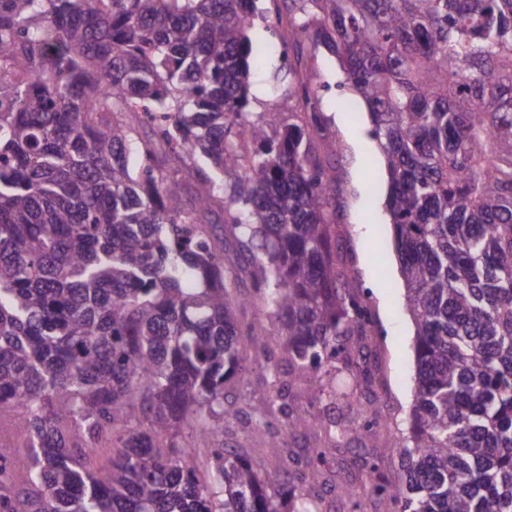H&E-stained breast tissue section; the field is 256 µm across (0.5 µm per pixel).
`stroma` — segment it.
Listing matches in <instances>:
<instances>
[{"label": "stroma", "mask_w": 512, "mask_h": 512, "mask_svg": "<svg viewBox=\"0 0 512 512\" xmlns=\"http://www.w3.org/2000/svg\"><path fill=\"white\" fill-rule=\"evenodd\" d=\"M288 0H258L263 11L248 35L256 45L271 44L272 49L261 67L251 69L249 110L252 118L264 119L284 97L288 88L287 62L274 48L277 36L288 27ZM305 68L314 73L319 86L318 111L324 118L328 138L340 149L331 159L336 170V236L341 259L372 311L368 346L361 365L373 374L371 385H364L356 367L337 364L326 378L327 391L313 399L302 387L292 389V406L298 412L317 415L336 411L337 415H358L391 431L406 429L414 399L415 326L405 309V286L393 248L390 218L385 208L388 174L383 155L372 138L371 125L362 101L349 89L346 76L335 57L325 47L305 44L302 49ZM268 352L248 348L244 355V381L229 382L224 400L237 402L249 393L266 387L270 380ZM360 365V366H361ZM267 428L258 430L247 418L227 423L224 446L238 451L258 468H269L266 443L282 427L279 411H272ZM330 438L323 431L291 440L290 448L278 460L280 471L294 470L315 448H326L322 468L326 484L312 489L311 499L321 512H354L351 502L338 497L334 485L360 480L370 467L392 481L400 478L398 454L377 455L368 438H344L329 448Z\"/></svg>", "instance_id": "35a3bbf8"}]
</instances>
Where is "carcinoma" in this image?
Masks as SVG:
<instances>
[{
	"label": "carcinoma",
	"mask_w": 512,
	"mask_h": 512,
	"mask_svg": "<svg viewBox=\"0 0 512 512\" xmlns=\"http://www.w3.org/2000/svg\"><path fill=\"white\" fill-rule=\"evenodd\" d=\"M290 2L288 49L312 34L336 55L386 156L416 327L408 427L381 446L403 483L373 466L367 495L512 512V0ZM257 17L256 0H0V411L27 437L0 454V512H311L283 505L325 451L286 479L224 449L240 414L285 416L273 457L314 427L287 410L279 364L239 408L224 385L243 379L244 335L320 399L373 318L338 291V146L309 113L317 87L295 78L285 125L247 112ZM216 208L253 299L202 224ZM255 299L266 320L243 330ZM180 425L211 448L203 475ZM343 430L380 437L353 417Z\"/></svg>",
	"instance_id": "carcinoma-1"
}]
</instances>
